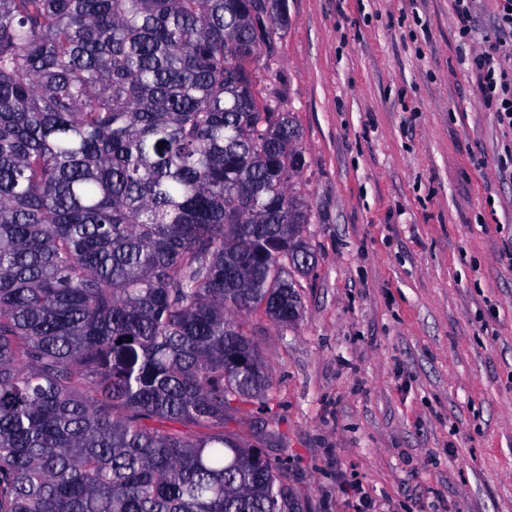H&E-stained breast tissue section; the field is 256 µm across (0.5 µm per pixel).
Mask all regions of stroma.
Returning <instances> with one entry per match:
<instances>
[{
    "label": "stroma",
    "mask_w": 512,
    "mask_h": 512,
    "mask_svg": "<svg viewBox=\"0 0 512 512\" xmlns=\"http://www.w3.org/2000/svg\"><path fill=\"white\" fill-rule=\"evenodd\" d=\"M288 0L257 74L293 113L316 257L298 321L239 320L269 410L229 422L296 512H512V129L474 54L499 0Z\"/></svg>",
    "instance_id": "obj_1"
}]
</instances>
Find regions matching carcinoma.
Segmentation results:
<instances>
[{
  "mask_svg": "<svg viewBox=\"0 0 512 512\" xmlns=\"http://www.w3.org/2000/svg\"><path fill=\"white\" fill-rule=\"evenodd\" d=\"M286 0H0V512H294L224 432L300 315Z\"/></svg>",
  "mask_w": 512,
  "mask_h": 512,
  "instance_id": "carcinoma-1",
  "label": "carcinoma"
}]
</instances>
